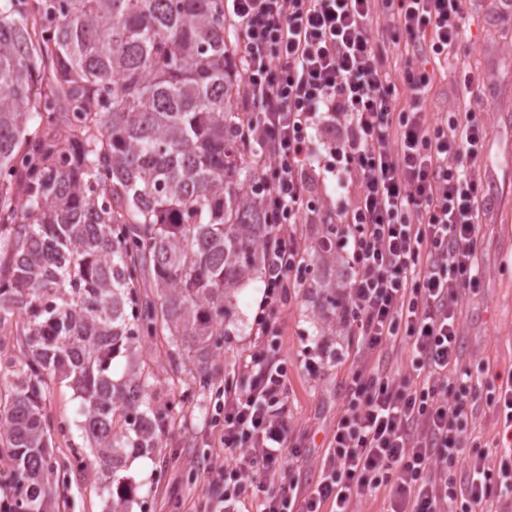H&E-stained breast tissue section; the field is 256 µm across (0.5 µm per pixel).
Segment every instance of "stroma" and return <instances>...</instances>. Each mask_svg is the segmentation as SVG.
Wrapping results in <instances>:
<instances>
[{"instance_id":"1","label":"stroma","mask_w":512,"mask_h":512,"mask_svg":"<svg viewBox=\"0 0 512 512\" xmlns=\"http://www.w3.org/2000/svg\"><path fill=\"white\" fill-rule=\"evenodd\" d=\"M500 0H474L462 30L469 46L466 60L480 71L485 124V173L488 206L480 226L478 261L480 285L459 293L458 321L461 363L480 371L483 384H495L512 375V26L498 20ZM462 103L455 64L436 66L435 80L425 107L431 117L453 111ZM287 290L276 311L268 316L286 362V407L289 440L301 449L291 462L285 482L307 487L316 481L331 431L343 406L345 386L354 370L385 363L398 377L412 376L406 343L396 344L389 359L367 353L351 328L337 322L336 332L325 335L314 293L305 284ZM264 281L255 279L237 295L239 317L212 362L210 387L200 388L186 368L170 359L165 338L146 342L140 350L145 369L156 387L153 403L168 407L169 417L158 448L141 455V464L129 477L135 488L132 512H206L210 497L206 470L220 465L215 424L223 420L224 382L257 352L260 338L255 317L263 296ZM314 371H307V364ZM78 402L73 390L48 381L44 414L54 424L53 455L65 458L83 444L70 424ZM468 432L483 444L490 461L500 459L496 447L503 429L484 401H477ZM56 512H105L104 496L93 475L75 473L55 492Z\"/></svg>"}]
</instances>
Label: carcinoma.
<instances>
[{
	"mask_svg": "<svg viewBox=\"0 0 512 512\" xmlns=\"http://www.w3.org/2000/svg\"><path fill=\"white\" fill-rule=\"evenodd\" d=\"M225 44L224 0H0V331L24 315L28 348L18 366L0 340V512H55L62 470L129 512L127 460L159 447L167 414L151 375L114 362L161 334L209 385L239 288L267 273L260 149L239 137L256 113ZM308 288L334 310L346 284ZM48 376L74 391L89 454L49 451Z\"/></svg>",
	"mask_w": 512,
	"mask_h": 512,
	"instance_id": "obj_1",
	"label": "carcinoma"
}]
</instances>
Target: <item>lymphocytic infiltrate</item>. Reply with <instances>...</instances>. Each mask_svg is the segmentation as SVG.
<instances>
[{"mask_svg": "<svg viewBox=\"0 0 512 512\" xmlns=\"http://www.w3.org/2000/svg\"><path fill=\"white\" fill-rule=\"evenodd\" d=\"M471 0H224L228 48L243 62L244 102L257 119L267 223L276 225L262 304L275 306L302 252L290 232L312 221L321 172L350 200L324 215L347 255L345 318L367 351L402 339L416 382L385 370L352 373L316 482L270 490L297 459L288 445L284 362L255 354L245 381L226 383L218 431L224 463L208 468L212 512H239L246 492L261 512H351L353 500L391 492L389 512H478L512 495V445L498 466L464 457L468 411L484 396L512 430V378L482 391L460 364L456 291L481 280L478 175L485 140L479 71L461 70L463 109L430 121L429 57H454ZM405 53L397 77L392 48ZM405 88L408 107L397 105Z\"/></svg>", "mask_w": 512, "mask_h": 512, "instance_id": "obj_1", "label": "lymphocytic infiltrate"}]
</instances>
